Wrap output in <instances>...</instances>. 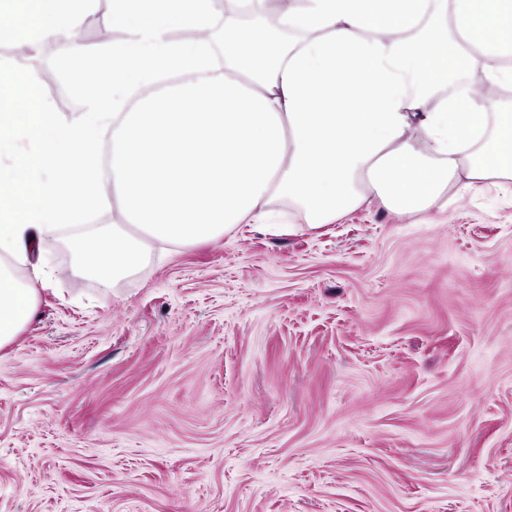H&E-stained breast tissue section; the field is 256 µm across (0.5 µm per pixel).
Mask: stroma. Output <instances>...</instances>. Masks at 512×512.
Returning a JSON list of instances; mask_svg holds the SVG:
<instances>
[{
	"instance_id": "1",
	"label": "stroma",
	"mask_w": 512,
	"mask_h": 512,
	"mask_svg": "<svg viewBox=\"0 0 512 512\" xmlns=\"http://www.w3.org/2000/svg\"><path fill=\"white\" fill-rule=\"evenodd\" d=\"M240 224L95 274L46 238L0 347V512H512V192Z\"/></svg>"
}]
</instances>
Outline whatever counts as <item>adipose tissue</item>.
I'll return each instance as SVG.
<instances>
[{"instance_id": "ef3b65f1", "label": "adipose tissue", "mask_w": 512, "mask_h": 512, "mask_svg": "<svg viewBox=\"0 0 512 512\" xmlns=\"http://www.w3.org/2000/svg\"><path fill=\"white\" fill-rule=\"evenodd\" d=\"M126 39L87 51L75 35L98 6ZM284 42L224 21V68L210 54L214 0H14L0 40L71 36L60 66L87 107L71 123L38 70L0 73V347L31 320L38 291L14 266L59 225L120 203L122 223L71 237L97 270L135 272L147 242L215 240L270 206L318 226L370 200L444 209L481 182L512 181V0H276ZM177 28L196 33L184 43ZM484 83L440 98L460 71ZM162 75L178 83L127 101ZM112 135L102 160L95 144Z\"/></svg>"}]
</instances>
